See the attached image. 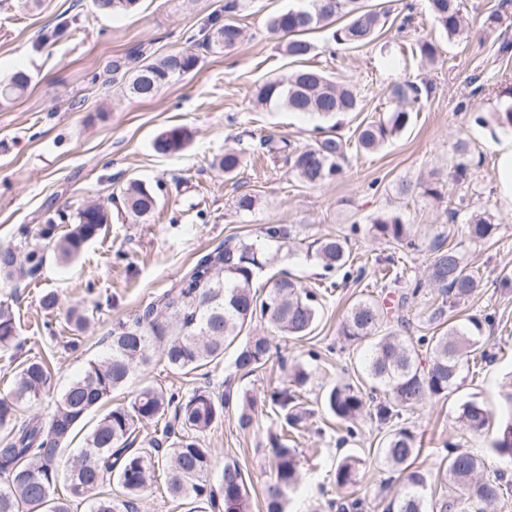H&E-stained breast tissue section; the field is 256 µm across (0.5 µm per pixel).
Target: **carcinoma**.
<instances>
[{"label":"carcinoma","mask_w":512,"mask_h":512,"mask_svg":"<svg viewBox=\"0 0 512 512\" xmlns=\"http://www.w3.org/2000/svg\"><path fill=\"white\" fill-rule=\"evenodd\" d=\"M136 0H94L103 14L121 15L136 10ZM307 5L289 8L272 15L268 29L288 37L284 52L295 60H309L315 51L306 38L309 31L342 21L332 32L333 41L346 48H360L375 41L383 30L387 11L370 8L363 0H306ZM241 7L239 0H228L224 13L211 15L198 33L187 41L200 47L233 50L245 38L244 28L232 14ZM438 29L452 40L463 34L460 0H429ZM411 54L423 65L438 57L436 45L417 42ZM198 55L190 50L147 60L136 48L124 62L113 64V71L128 74L126 89L135 98L150 100L165 84L195 69ZM31 78L16 71L0 79V104H10L28 89ZM422 88L413 82L396 84L390 90L395 107L357 125L354 140L325 136L315 144L297 148L286 140L271 138L261 142L272 158L284 156L289 170L301 181L321 184L342 172L341 162L350 144L364 152L378 150L386 141L402 133L411 122L409 104L418 101ZM256 101L274 104L290 112L317 114L332 118L338 114L362 110L358 92L340 84L315 65H306L288 80H272L261 85ZM191 132L182 126L158 133L153 141L156 153L167 155L184 150ZM245 152L229 149L217 166L226 175L244 164ZM128 213L146 219L156 210V190L133 179L121 189ZM110 220L108 211L87 204L73 213L59 210L55 216L31 230L23 228L19 238L0 244V279L11 283L38 274L46 263V240L62 263L77 258L86 245L96 239ZM70 224L59 235L58 225ZM372 231L406 256L418 249L411 226L396 213H384L371 220ZM473 242L494 238L498 225L492 217L476 214L467 225ZM448 235L430 244L433 260L427 280L406 283L398 304L406 306L428 287L437 289L441 303L432 317L442 319L448 303L467 299L477 287V271L463 261L456 247L446 244ZM315 257L326 269H340L350 263L348 239L326 236L312 242ZM267 259L252 245L225 242L201 254L171 285L142 307L129 324L121 323L105 340L108 352L90 359L83 373L60 394L48 420L22 419L17 407L40 399L50 391V362L33 356L18 365L13 387L0 398V427L9 429L0 440V512H73V506L90 504V512H138V502L147 486L161 480L175 500L187 506V512H251L249 478L236 463L224 464L219 483L211 481L214 467L211 449L202 437L224 422V411L235 407L239 422L247 426L257 407L256 397L247 391H218L199 386L189 394L145 384L126 403L111 407L86 435L80 453L64 469L61 453L69 445L76 427L92 409L106 403L112 393L130 381L135 368H144L153 351L162 350L167 365L189 374L224 361V351L238 344L235 370L249 375L264 366L270 354L265 336H249L240 342L242 332L253 321H264L274 331L300 340L315 330L319 318L318 296L302 289L282 273L264 298L253 289L255 277ZM14 295L0 299V352L20 346V332L11 303ZM73 307L67 313L71 330L66 346H80L94 311ZM383 309L372 300L352 305L342 324V334L353 342H369L371 353L363 364L359 381L337 383L325 393L327 410L340 422L353 423L373 408V416L390 425L379 453L385 466L404 477L401 492L393 496L385 512H487V508L512 492V478L504 470L486 476L483 458L462 451L452 442L441 448L440 471L422 469L416 461L422 453L417 436L400 420L403 413L441 399L459 388L462 371L486 359L480 351L482 321L471 318L467 324H451L439 335L417 338L383 332ZM425 349L428 363L419 359ZM312 380V373L295 367L289 385L270 391L265 397L268 409L280 433L272 441L269 479L265 483V512H285L287 493L298 488L300 458L288 447V431L302 422L301 393ZM504 420L490 439V448L502 461L512 463V379L501 388ZM489 411L481 404L465 401L459 406L458 420L473 436L484 433ZM155 425L154 435L143 448L133 447L137 429ZM363 460L346 456L336 463V488L347 490L356 483ZM67 482V497L55 498L59 478ZM452 484L457 494L444 490L436 494L437 483ZM365 502L345 495L327 502L336 512H362Z\"/></svg>","instance_id":"obj_1"}]
</instances>
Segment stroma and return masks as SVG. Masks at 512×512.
<instances>
[{
  "label": "stroma",
  "mask_w": 512,
  "mask_h": 512,
  "mask_svg": "<svg viewBox=\"0 0 512 512\" xmlns=\"http://www.w3.org/2000/svg\"><path fill=\"white\" fill-rule=\"evenodd\" d=\"M377 1L390 14L384 34L372 44L334 47L326 27L310 36L316 63L337 81L354 86L363 105L362 111L325 120L255 103L258 86L287 78L297 67L280 51V37L267 28L269 17L288 8L290 0H244L237 20L250 39L230 52L199 50L196 69L148 101L127 94L125 79L112 72L113 62L137 46L154 59L188 49V36L223 11L224 0H139L135 11L119 16L100 14L92 0H41L38 7L26 9L21 0H0V78L19 70L32 78L21 98L0 105V242L17 239L22 228L37 227L60 208L72 212L93 200L112 214L105 231L75 262L48 258L35 278L21 283L13 308L23 345L0 352V396L11 390L21 361L34 355L51 358L50 396L20 408L23 415L47 417L53 395L78 378L89 359L105 354L102 339L113 325L132 320L200 253L228 239L252 243L269 259L254 282L257 293L266 294L273 275L283 269L318 293L320 317L313 334L301 341L274 338L267 364L247 377L236 373L231 348L220 366L186 375L170 369L157 352L149 367L136 369L111 401H129L147 382L186 393L206 381L217 388L227 384L235 391L247 390L260 399L270 388L287 385L293 365H303L316 377L306 394V416L290 441L302 469L288 512H315L324 504L335 492L336 463L348 454L363 460L356 496L365 499L366 512H382L381 483L392 474L376 448L386 426L367 415L346 426L320 400L324 386L353 377L367 352L341 334L348 309L363 299L397 297V288L378 287L374 274L357 276L365 260L393 255V246L374 236L370 220L394 212L411 225L422 248L404 265L391 266L390 278L425 277L431 261L428 245L446 226L482 277L481 288L448 307L445 318L450 323L483 319L487 358L448 398L408 412L406 425L422 441L418 463L437 471L438 450L452 441L484 456L489 468L499 467L487 437L465 432L457 415L459 405L469 399L499 413L501 385L512 375V205L501 198L495 151L507 133L489 119L501 104L500 92L512 87V55L498 51L501 42L512 41V0H462L470 35L456 41L436 28L428 0H366L370 5ZM493 14L499 15L498 23H490ZM59 26L63 36L52 38ZM421 39L438 47L434 66L421 65L407 51ZM404 81L431 87L416 104L409 126L376 152L349 151L337 178L311 186L299 181L284 160L263 159L261 142L270 135L300 145L312 143L319 126L351 136L361 121L393 108L389 89ZM172 126L192 130L191 144L176 154H157L153 138ZM460 140L468 145L463 159L455 152ZM232 147L245 150L247 162L227 176L214 162ZM461 159L468 165L463 181L454 171ZM130 179L142 180L158 193V207L148 220L132 221L122 205L119 191ZM404 180L417 184V191L400 194ZM425 185L435 188L437 197L423 194ZM242 193L257 197L254 211L236 210L235 198ZM484 211L498 226L495 238L481 244L468 241L465 224ZM273 224L286 227L289 238L268 239L265 229ZM328 235L347 238L354 267L329 272L308 254L311 242ZM48 291L59 298L51 312L39 305ZM98 301L104 308L79 350L64 352L61 342L72 334L67 309ZM276 430L268 412H257L245 429L236 414L228 413L203 437L216 468L235 462L249 473L252 512H265L268 437ZM317 448L322 451L318 458L313 455Z\"/></svg>",
  "instance_id": "stroma-1"
}]
</instances>
